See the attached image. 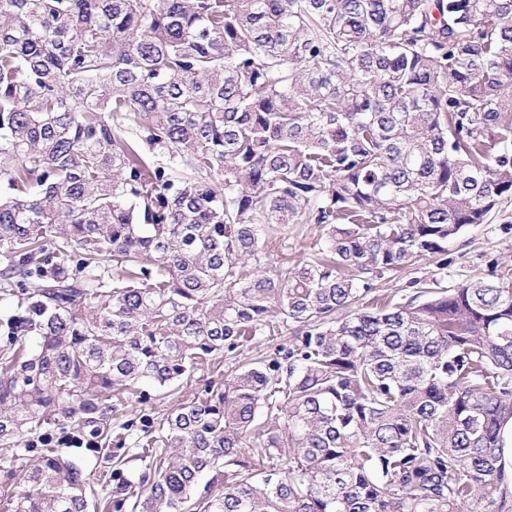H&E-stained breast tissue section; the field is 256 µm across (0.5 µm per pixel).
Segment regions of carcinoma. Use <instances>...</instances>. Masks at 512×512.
<instances>
[{
	"mask_svg": "<svg viewBox=\"0 0 512 512\" xmlns=\"http://www.w3.org/2000/svg\"><path fill=\"white\" fill-rule=\"evenodd\" d=\"M0 185V512H512V283L373 288L512 201V0H0ZM289 227L288 241L282 239L275 228L270 229L266 236L270 267L302 259L313 250L319 234L315 224H290ZM195 386L193 387H180L179 389L170 392L167 397L163 400L164 404L156 406L155 404L146 403V404H138L137 402H132L129 404L126 409V415L123 417L122 421H126L129 419H134L135 423L132 427V431L129 433H133L126 441L125 448H133V442L136 438V433L138 432L141 423L145 418H149L153 416L156 412L163 413L165 411H161L163 409H169L177 406L180 403L186 402L193 398L195 394ZM72 445L62 444L59 445V450L65 456L69 457L80 465L87 473L91 474V480L95 483V488L98 492L102 486H107L109 491H112V467L109 468L97 459L96 455L88 451V445Z\"/></svg>",
	"mask_w": 512,
	"mask_h": 512,
	"instance_id": "1",
	"label": "carcinoma"
}]
</instances>
